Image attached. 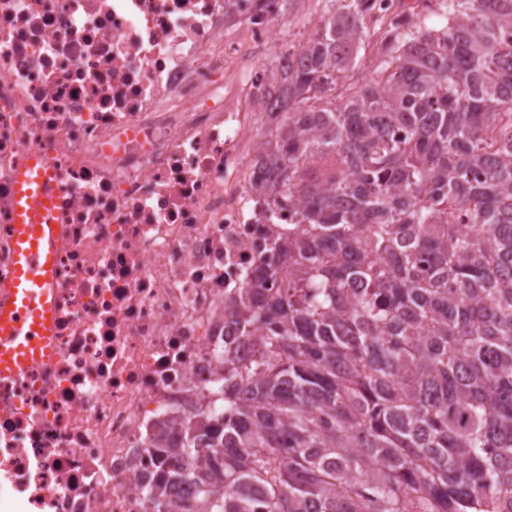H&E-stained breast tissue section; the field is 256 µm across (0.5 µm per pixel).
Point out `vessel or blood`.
Segmentation results:
<instances>
[{"label": "vessel or blood", "mask_w": 512, "mask_h": 512, "mask_svg": "<svg viewBox=\"0 0 512 512\" xmlns=\"http://www.w3.org/2000/svg\"><path fill=\"white\" fill-rule=\"evenodd\" d=\"M14 205L15 276L0 302V377L11 378L49 351L54 311L51 300L57 246L55 178L40 152L17 174Z\"/></svg>", "instance_id": "vessel-or-blood-1"}]
</instances>
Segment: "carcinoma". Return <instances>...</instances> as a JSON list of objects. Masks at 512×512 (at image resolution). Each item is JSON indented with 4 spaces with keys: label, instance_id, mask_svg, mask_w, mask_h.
I'll list each match as a JSON object with an SVG mask.
<instances>
[{
    "label": "carcinoma",
    "instance_id": "obj_1",
    "mask_svg": "<svg viewBox=\"0 0 512 512\" xmlns=\"http://www.w3.org/2000/svg\"><path fill=\"white\" fill-rule=\"evenodd\" d=\"M439 9L335 0L258 86L288 108L265 166L297 227L279 288L233 308L248 388L157 441L153 512L196 472L175 512H512V0Z\"/></svg>",
    "mask_w": 512,
    "mask_h": 512
}]
</instances>
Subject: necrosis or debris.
Returning a JSON list of instances; mask_svg holds the SVG:
<instances>
[{"label": "necrosis or debris", "mask_w": 512, "mask_h": 512, "mask_svg": "<svg viewBox=\"0 0 512 512\" xmlns=\"http://www.w3.org/2000/svg\"><path fill=\"white\" fill-rule=\"evenodd\" d=\"M275 0H0V287L29 150L58 182L51 354L0 380V512H149L161 429L213 407L256 339L230 305L292 220L259 196Z\"/></svg>", "instance_id": "4bbe7bcc"}]
</instances>
